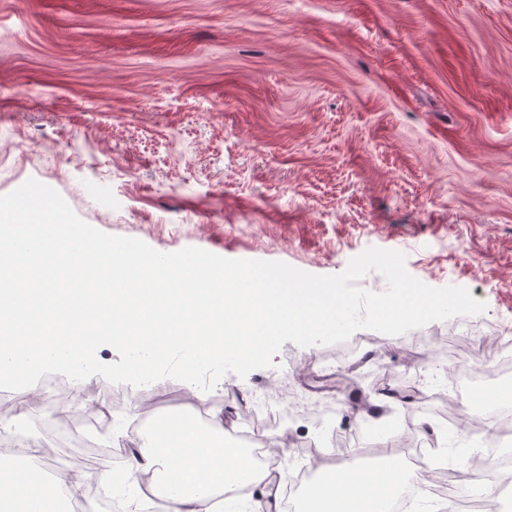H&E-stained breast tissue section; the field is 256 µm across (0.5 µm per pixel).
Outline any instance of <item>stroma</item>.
Segmentation results:
<instances>
[{"instance_id":"obj_1","label":"stroma","mask_w":512,"mask_h":512,"mask_svg":"<svg viewBox=\"0 0 512 512\" xmlns=\"http://www.w3.org/2000/svg\"><path fill=\"white\" fill-rule=\"evenodd\" d=\"M93 227L170 253L343 272L368 248L404 254L432 287L486 309L397 336L284 343L275 366L333 409L310 445L405 465L423 440L465 456L482 434L448 373L512 326V0H0V196L29 179ZM225 375L201 398L155 384L150 427L186 405L251 430Z\"/></svg>"}]
</instances>
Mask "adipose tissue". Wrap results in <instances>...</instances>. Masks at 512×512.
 <instances>
[{
  "label": "adipose tissue",
  "instance_id": "adipose-tissue-1",
  "mask_svg": "<svg viewBox=\"0 0 512 512\" xmlns=\"http://www.w3.org/2000/svg\"><path fill=\"white\" fill-rule=\"evenodd\" d=\"M322 453L332 464L326 479L308 487L306 512H387V495L423 479L396 465L357 468L337 458L331 447ZM148 472L164 487L167 512H216L213 490H232L242 479L258 485L268 477L243 448L225 441L224 418L218 414L203 427L184 417L168 420L141 438L139 454L127 463L121 480H114L108 469L94 476L99 484L116 485L135 508L140 479ZM86 478V472L75 470L45 482L31 468H13L7 485L0 486V512H61L63 491L78 489Z\"/></svg>",
  "mask_w": 512,
  "mask_h": 512
}]
</instances>
